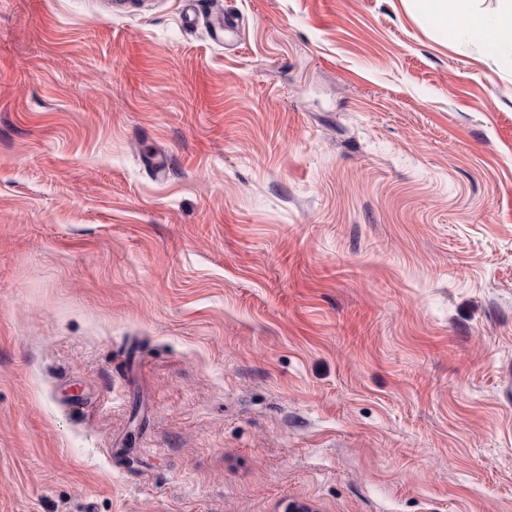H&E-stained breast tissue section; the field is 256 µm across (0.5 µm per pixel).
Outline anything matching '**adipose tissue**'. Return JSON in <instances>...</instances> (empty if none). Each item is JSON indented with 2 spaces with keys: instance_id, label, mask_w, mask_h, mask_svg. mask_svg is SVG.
<instances>
[{
  "instance_id": "adipose-tissue-1",
  "label": "adipose tissue",
  "mask_w": 512,
  "mask_h": 512,
  "mask_svg": "<svg viewBox=\"0 0 512 512\" xmlns=\"http://www.w3.org/2000/svg\"><path fill=\"white\" fill-rule=\"evenodd\" d=\"M491 13L478 11L473 0H412L416 10L444 35L483 47L512 69V0H499Z\"/></svg>"
}]
</instances>
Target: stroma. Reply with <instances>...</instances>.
I'll return each instance as SVG.
<instances>
[{
    "instance_id": "obj_1",
    "label": "stroma",
    "mask_w": 512,
    "mask_h": 512,
    "mask_svg": "<svg viewBox=\"0 0 512 512\" xmlns=\"http://www.w3.org/2000/svg\"><path fill=\"white\" fill-rule=\"evenodd\" d=\"M112 2L0 0V512H512V72Z\"/></svg>"
}]
</instances>
